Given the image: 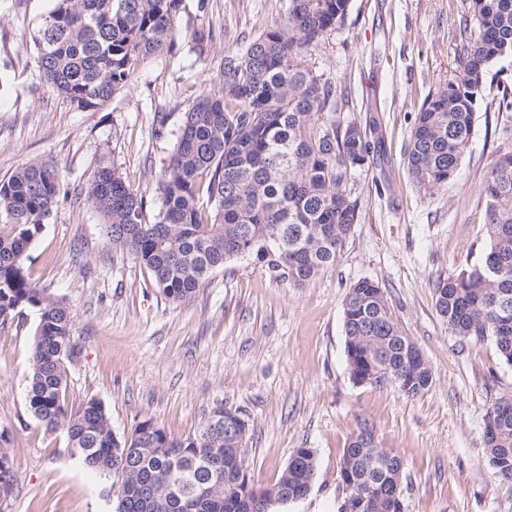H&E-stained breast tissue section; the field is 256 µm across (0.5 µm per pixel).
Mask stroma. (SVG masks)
Segmentation results:
<instances>
[{
  "label": "stroma",
  "mask_w": 512,
  "mask_h": 512,
  "mask_svg": "<svg viewBox=\"0 0 512 512\" xmlns=\"http://www.w3.org/2000/svg\"><path fill=\"white\" fill-rule=\"evenodd\" d=\"M287 5L180 0L175 48L141 60L126 87L81 111L38 70L33 39L53 0H0V180L37 161L63 173L28 272L74 315L80 352L67 365L65 397L74 409L100 401L119 437L150 419L185 438L215 407L235 411L248 424L245 460L258 488L279 481L296 449H313L310 491L273 512H340V461L363 421L404 462L405 512H512V489L494 476L483 440L488 408L512 397V366L492 338L452 334L434 290L438 278L476 263L485 240L483 188L495 161L512 154V56L485 72L455 178L426 190L406 165L422 102L454 78L475 37L464 24L470 0H350L344 26L309 52V66L342 90V118L374 127L384 155L353 171L346 190L360 221L335 266L305 287L235 259L192 298L170 303L131 255L113 249L86 200L105 162L156 217L183 113L220 90L225 56L242 52ZM364 279L385 291L431 368L430 387L416 396L350 377L343 303ZM37 321L31 308L0 321V450L16 479L0 512H115L110 481L85 470L65 434L45 430L28 410Z\"/></svg>",
  "instance_id": "obj_1"
}]
</instances>
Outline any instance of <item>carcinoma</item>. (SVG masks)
Wrapping results in <instances>:
<instances>
[{
    "mask_svg": "<svg viewBox=\"0 0 512 512\" xmlns=\"http://www.w3.org/2000/svg\"><path fill=\"white\" fill-rule=\"evenodd\" d=\"M349 0H288L274 22L241 54L227 55L222 94L199 96L183 113L170 162L160 179V209L146 220L143 197L112 166L100 167L87 199L105 219L112 245L129 253L166 300L191 298L235 258H254L303 287L336 264L358 201L347 194L352 171L371 162L367 132L337 116L336 84L307 64L309 51L340 27ZM178 0H54L34 36L38 68L58 95L79 110L96 109L124 88L140 58L175 46ZM477 36L458 74L427 97L417 113L407 154L409 175L425 189L456 176L469 144L485 70L512 55V0H471ZM61 193V173L46 162L0 180V319L37 309L26 401L31 415L62 431L67 451L104 477L122 474L116 512H264L237 491L245 457L238 443L212 428L231 412L220 406L200 430L173 438L151 420L120 439L104 406L78 411L65 400L67 363L78 353L73 315L30 278L28 249ZM486 242L470 270L435 284V308L452 334L493 339L512 365V156L499 158L484 187ZM212 205L207 211L202 198ZM346 363L356 384L387 385L406 396L430 387L432 372L395 321L373 281L350 287L343 304ZM363 423L344 448L339 471L342 512H403V460L372 444ZM484 442L501 482L512 487V398L485 416ZM217 457L220 472L185 470ZM316 471L315 452L298 448L278 484L286 499L304 497ZM15 475L0 452V503L14 495Z\"/></svg>",
    "mask_w": 512,
    "mask_h": 512,
    "instance_id": "obj_1",
    "label": "carcinoma"
}]
</instances>
